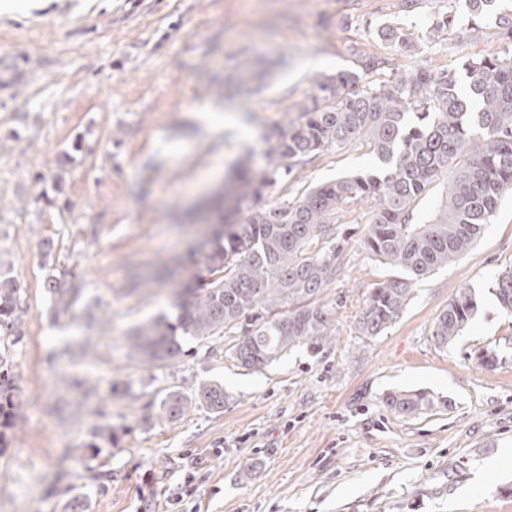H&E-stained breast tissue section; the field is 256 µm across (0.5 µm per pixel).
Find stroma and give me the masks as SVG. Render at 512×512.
I'll return each mask as SVG.
<instances>
[{
    "label": "stroma",
    "instance_id": "1",
    "mask_svg": "<svg viewBox=\"0 0 512 512\" xmlns=\"http://www.w3.org/2000/svg\"><path fill=\"white\" fill-rule=\"evenodd\" d=\"M448 10L468 28L465 0L410 13L397 0H0V265L21 287L24 321L21 337L0 339L19 388L0 512H66L76 500L88 512H512V314L491 292L512 267L510 196L460 260L416 282L379 336H360L356 319L366 292L399 271L365 251L357 207L325 290L336 305L329 349L297 347L258 370L225 358L220 339L211 355L185 340L196 356L158 366L128 356L130 328L174 301L163 282L129 291L130 276L211 229L217 191L240 159L264 166L263 133L295 120L316 75L352 69L351 48L386 51L385 23L417 42L408 69L456 70L502 51L492 28L431 44L430 17ZM245 57L264 77L227 98L224 79ZM376 165L349 144L262 203ZM60 175L63 194L39 202ZM47 262L86 283L69 313L55 315L44 291ZM466 285L478 313L437 348L433 322ZM490 347L494 369L477 360ZM89 371L93 391L80 382ZM203 378L223 384V413L156 420L168 390ZM389 390H424L442 406L402 417L382 402ZM101 424L114 440L91 447Z\"/></svg>",
    "mask_w": 512,
    "mask_h": 512
}]
</instances>
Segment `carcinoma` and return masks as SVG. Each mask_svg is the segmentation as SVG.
Segmentation results:
<instances>
[{
  "label": "carcinoma",
  "instance_id": "obj_1",
  "mask_svg": "<svg viewBox=\"0 0 512 512\" xmlns=\"http://www.w3.org/2000/svg\"><path fill=\"white\" fill-rule=\"evenodd\" d=\"M497 2L466 0L475 28H495L505 48L464 61L460 74L419 68L401 76L390 55L355 49L359 71L315 76V93L296 104L297 120L264 134L265 167L239 166L219 201L224 223L190 252L201 257L205 274L176 285L185 296L178 313L131 330L132 358L147 365L171 362L189 355L185 339L218 337L236 366L257 369L298 346L313 353L329 347L336 307L322 295L336 279L341 218L360 201L371 204L366 252L403 275L367 292L356 328L371 338L399 321L413 285L464 256L499 201L512 196V12ZM454 28L448 12L432 22L429 39H444ZM377 35L406 53L417 50L397 26H383ZM352 142L370 150L378 166L312 187L293 202L260 205L268 188ZM437 181L447 183L448 192L422 220L417 202ZM43 286L59 314L69 312L84 290V283L67 287L51 273ZM493 292L512 314V268L497 275ZM20 298L15 277L0 268V336L23 335ZM477 309L472 289L461 288L433 323L434 343L453 345ZM16 398L12 357L0 349L1 448L14 426ZM226 399L223 384L202 379L191 394L167 392L155 418L171 423L196 409L221 413ZM383 403L401 416L435 406L424 391H388Z\"/></svg>",
  "mask_w": 512,
  "mask_h": 512
}]
</instances>
